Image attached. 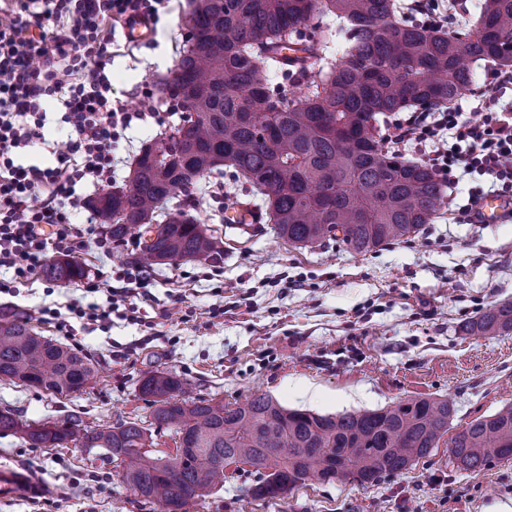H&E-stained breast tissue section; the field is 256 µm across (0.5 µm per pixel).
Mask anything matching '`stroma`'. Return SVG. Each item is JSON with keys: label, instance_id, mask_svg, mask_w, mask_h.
<instances>
[{"label": "stroma", "instance_id": "obj_1", "mask_svg": "<svg viewBox=\"0 0 512 512\" xmlns=\"http://www.w3.org/2000/svg\"><path fill=\"white\" fill-rule=\"evenodd\" d=\"M187 0H172L152 39L127 45L116 35L107 73L112 98L128 111L158 101L157 119L120 134L115 185H122L142 148L169 134L180 115L158 83L185 45ZM479 177L462 178L453 207L401 241L364 254L328 240L296 247L271 223L228 224L240 204L264 209L261 196L230 175L204 176L189 208L220 241V258L181 260L147 268L149 298L134 297L133 320L76 329L83 354L98 370L73 399L0 381V408L21 419L63 421L79 411L86 426L150 421L141 396L146 370L174 373L192 397L226 405L266 394L290 409L322 415L378 409L401 398H445L456 413L449 435L512 403V332L471 336L463 325L492 305L512 300V219L471 224L459 213L480 193ZM134 242L100 251L94 243L74 255L87 281L135 265ZM84 284L44 274L1 294L0 306L30 313L86 302ZM19 466L52 486L43 498L0 500V512H159L122 480L100 448H33L0 435V464ZM247 471L227 474L222 487L188 512H512V459L475 472L448 462L447 438L409 470L360 486L306 481L279 501L252 498Z\"/></svg>", "mask_w": 512, "mask_h": 512}]
</instances>
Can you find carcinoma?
<instances>
[{
  "instance_id": "obj_1",
  "label": "carcinoma",
  "mask_w": 512,
  "mask_h": 512,
  "mask_svg": "<svg viewBox=\"0 0 512 512\" xmlns=\"http://www.w3.org/2000/svg\"><path fill=\"white\" fill-rule=\"evenodd\" d=\"M187 40L162 78L182 123L145 146L119 194L91 202L112 241L138 235L149 266L212 258L218 242L181 205L167 203L207 174L230 169L262 196L277 236L312 246L338 239L363 254L414 234L445 203L434 172L399 159L376 136L378 115L443 112L477 82L470 59L512 67V0H480L473 29L448 31L397 13L395 0H189ZM331 16L336 26L302 29ZM336 44V59L325 48ZM172 158L157 165L151 155ZM47 276L76 283L85 268L57 258ZM473 336L512 331V302L471 320ZM91 359L42 336L31 318L0 307V379L70 397L92 379ZM154 424L172 431L175 454L151 451L135 421L92 429L81 415L24 422L0 410V434L33 448H103L123 479L161 512H187L224 482V462L252 467V495L280 500L305 481L364 486L411 468L448 432L446 399L410 396L378 410L324 416L287 409L270 396L229 408L187 397V383L146 371ZM459 471L512 457V404L478 418L450 440Z\"/></svg>"
}]
</instances>
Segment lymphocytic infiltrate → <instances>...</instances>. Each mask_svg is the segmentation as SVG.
I'll return each mask as SVG.
<instances>
[{
	"instance_id": "lymphocytic-infiltrate-1",
	"label": "lymphocytic infiltrate",
	"mask_w": 512,
	"mask_h": 512,
	"mask_svg": "<svg viewBox=\"0 0 512 512\" xmlns=\"http://www.w3.org/2000/svg\"><path fill=\"white\" fill-rule=\"evenodd\" d=\"M170 0H24L20 13L0 15V269L30 279L48 252L70 255L87 241L111 245L92 226L73 223L78 182L111 181L112 152L120 131L155 117L153 102L137 112L112 100L106 67L109 21L143 17L156 20ZM470 111L412 112L393 119V146H421L437 178L456 190L465 175H478L490 192L512 196V107L492 109L474 92ZM57 100L72 129L53 167L23 166L15 155L44 143L43 102ZM40 201H33V194ZM147 284L141 267H127L114 278L90 285L104 303L73 304L68 312L84 321L105 323L134 288Z\"/></svg>"
}]
</instances>
